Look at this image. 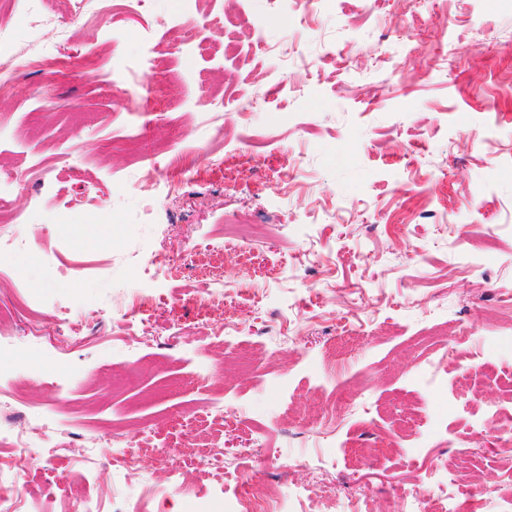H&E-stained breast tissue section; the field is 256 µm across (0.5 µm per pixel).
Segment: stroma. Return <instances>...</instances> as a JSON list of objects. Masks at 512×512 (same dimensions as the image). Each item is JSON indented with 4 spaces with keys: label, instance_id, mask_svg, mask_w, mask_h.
<instances>
[{
    "label": "stroma",
    "instance_id": "35a3bbf8",
    "mask_svg": "<svg viewBox=\"0 0 512 512\" xmlns=\"http://www.w3.org/2000/svg\"><path fill=\"white\" fill-rule=\"evenodd\" d=\"M198 9L191 31L182 0L0 12V56L30 60L0 89L19 216L0 238L24 243L0 261V434L79 440L48 466L0 444L14 512H226L230 470L263 497L305 486L302 459L330 462L338 512L360 490L362 512H408L448 480L472 512H512L481 422L512 380V0ZM150 47L139 107L84 76ZM178 156L195 177L145 196L139 168ZM62 312L78 337L48 333ZM435 325L470 334L443 366L417 343ZM108 429L146 447L137 471ZM462 453L475 465L448 473Z\"/></svg>",
    "mask_w": 512,
    "mask_h": 512
}]
</instances>
